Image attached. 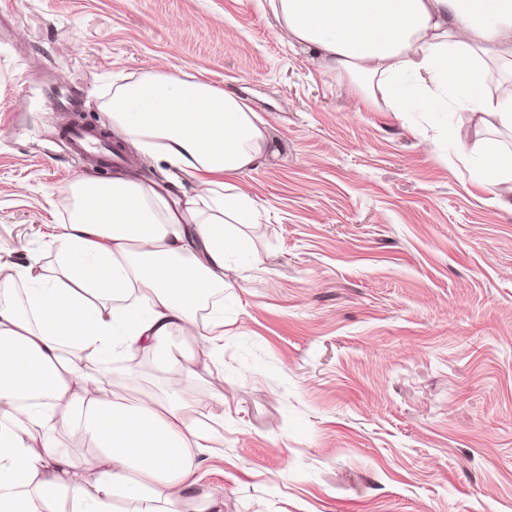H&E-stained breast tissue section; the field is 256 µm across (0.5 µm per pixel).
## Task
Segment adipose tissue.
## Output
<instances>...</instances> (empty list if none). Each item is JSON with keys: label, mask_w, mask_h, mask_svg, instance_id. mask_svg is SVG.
<instances>
[{"label": "adipose tissue", "mask_w": 512, "mask_h": 512, "mask_svg": "<svg viewBox=\"0 0 512 512\" xmlns=\"http://www.w3.org/2000/svg\"><path fill=\"white\" fill-rule=\"evenodd\" d=\"M281 31L319 69L371 106L404 111L400 85L437 99L455 90L471 112L512 130V93L487 92L490 65L512 71V0H271ZM116 133L188 174L170 200L122 175L72 187L58 235L60 270L24 266V290L0 283V512H223L201 488L196 449L217 437L192 419L181 380L130 397L107 367L134 350L169 372L176 350L224 333V277L244 263L243 227L261 214L239 176L263 164L265 121L214 84L146 67L116 87ZM83 433L87 463L60 437Z\"/></svg>", "instance_id": "adipose-tissue-1"}]
</instances>
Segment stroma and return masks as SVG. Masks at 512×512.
<instances>
[{"mask_svg":"<svg viewBox=\"0 0 512 512\" xmlns=\"http://www.w3.org/2000/svg\"><path fill=\"white\" fill-rule=\"evenodd\" d=\"M149 62L242 96L272 138L242 179L264 219L227 273L224 404L193 415L224 422L196 455L223 512H512V183L465 163L512 133L369 108L267 0H0V263L58 268L80 178L192 191L133 143L111 167L60 133L111 129L113 83ZM112 377L161 388L143 352Z\"/></svg>","mask_w":512,"mask_h":512,"instance_id":"35a3bbf8","label":"stroma"}]
</instances>
